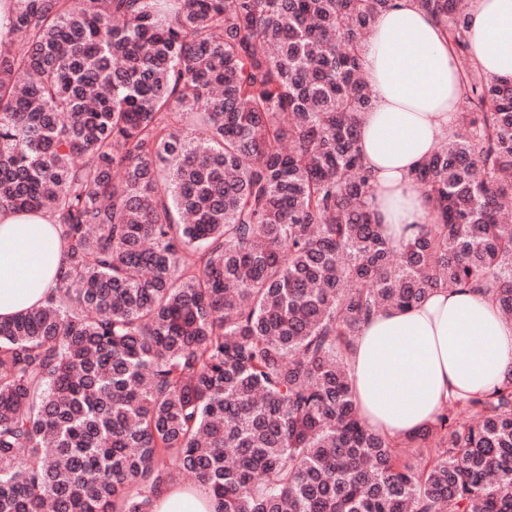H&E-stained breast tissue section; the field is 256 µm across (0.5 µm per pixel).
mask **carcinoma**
Listing matches in <instances>:
<instances>
[{
	"instance_id": "carcinoma-1",
	"label": "carcinoma",
	"mask_w": 512,
	"mask_h": 512,
	"mask_svg": "<svg viewBox=\"0 0 512 512\" xmlns=\"http://www.w3.org/2000/svg\"><path fill=\"white\" fill-rule=\"evenodd\" d=\"M391 2L15 0L0 208L68 250L0 321V512H153L182 473L213 512H512V376L401 440L348 377L361 325L437 288L512 317V80L460 0H417L468 105L413 173L436 223L395 242L367 206L360 41Z\"/></svg>"
}]
</instances>
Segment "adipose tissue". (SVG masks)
I'll list each match as a JSON object with an SVG mask.
<instances>
[{
    "instance_id": "1",
    "label": "adipose tissue",
    "mask_w": 512,
    "mask_h": 512,
    "mask_svg": "<svg viewBox=\"0 0 512 512\" xmlns=\"http://www.w3.org/2000/svg\"><path fill=\"white\" fill-rule=\"evenodd\" d=\"M467 39L476 66L512 80V0H475ZM362 67L373 93L358 122L371 175L368 202L385 236L406 239L415 225L435 221L409 172L452 129L460 102L457 61L429 13L415 0H393L364 42ZM66 250L53 214L0 209V320L46 303ZM511 373L512 322L478 293L442 288L413 309H386L366 320L350 364L362 417L391 438L418 433L449 397L490 390ZM212 510L200 485L169 486L154 500V512Z\"/></svg>"
}]
</instances>
